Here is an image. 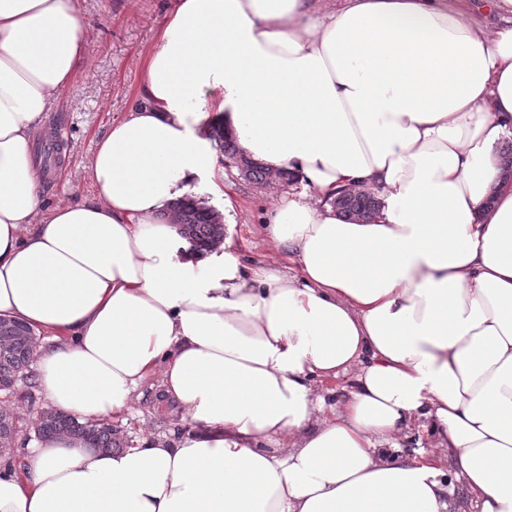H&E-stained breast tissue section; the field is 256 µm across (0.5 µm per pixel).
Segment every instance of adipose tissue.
<instances>
[{
  "label": "adipose tissue",
  "instance_id": "adipose-tissue-1",
  "mask_svg": "<svg viewBox=\"0 0 512 512\" xmlns=\"http://www.w3.org/2000/svg\"><path fill=\"white\" fill-rule=\"evenodd\" d=\"M178 0L98 141V199L44 208L31 153L87 58L81 0H0V318L79 421L160 378L190 429L0 458V512H512V0ZM243 157L260 232L189 253L169 213ZM381 201L339 217V194ZM431 451H405L414 429Z\"/></svg>",
  "mask_w": 512,
  "mask_h": 512
}]
</instances>
